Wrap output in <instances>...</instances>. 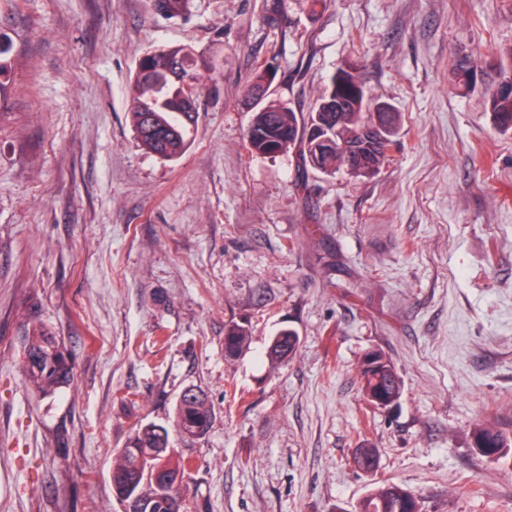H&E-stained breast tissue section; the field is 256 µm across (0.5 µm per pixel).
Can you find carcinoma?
<instances>
[{
  "label": "carcinoma",
  "instance_id": "1",
  "mask_svg": "<svg viewBox=\"0 0 512 512\" xmlns=\"http://www.w3.org/2000/svg\"><path fill=\"white\" fill-rule=\"evenodd\" d=\"M152 9L174 23L187 20L190 0H151ZM477 62L459 56L453 62L456 83L468 87L477 78ZM499 77L485 93V108L503 132L512 130V45L498 59ZM277 75L269 63L256 75L249 95L259 101ZM130 113L142 147L173 161L185 151L187 130L196 121L198 77L193 53L185 48L159 49L139 59ZM398 134L397 112L372 98L359 71L353 66L334 73L307 114L268 103L255 114L246 135L247 148L274 156L295 147L302 168L326 174L342 169L355 177H372L384 165ZM251 336L248 326L233 323L224 330V356L239 357ZM299 345L291 329L281 331L269 347L268 357L286 362ZM21 368L31 391L44 398L56 396L74 379L70 355L56 337L41 327L22 335ZM362 392L376 406L396 404L403 391L394 364L378 351L367 352L359 366ZM212 410L204 395L186 389L175 409L174 424L188 439L203 437L210 427ZM474 447L484 456H500L512 449V438L488 425L473 432ZM168 432L155 424L135 429L126 446L112 461V494L125 512H181L182 497L175 484L182 483L190 461L174 463L167 455ZM355 465L373 471L378 450L359 448ZM360 512H420L413 495L394 482H383L363 501Z\"/></svg>",
  "mask_w": 512,
  "mask_h": 512
}]
</instances>
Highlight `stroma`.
<instances>
[{
	"label": "stroma",
	"instance_id": "1",
	"mask_svg": "<svg viewBox=\"0 0 512 512\" xmlns=\"http://www.w3.org/2000/svg\"><path fill=\"white\" fill-rule=\"evenodd\" d=\"M172 23L150 0H0V512H121L112 460L139 425L169 428L192 462L187 512H359L382 480L420 512H512V131L484 109L512 44V0H191ZM193 50L188 148L164 161L129 108L140 56ZM478 63L456 87L452 62ZM309 112L357 66L400 116L373 177L302 169L296 150L250 153L245 91ZM251 329L224 357V328ZM74 364L53 398L28 390L25 327ZM296 353L271 364L273 336ZM400 372L397 406H372L358 365ZM208 433L172 428L185 388ZM379 451L376 473L353 463ZM277 70V66L273 62L267 64V66L256 75L255 80L250 85L248 93L253 99L259 100L258 104L265 99L277 75ZM298 345L297 333L291 329L283 330L272 339L268 347V357L272 362H286L296 352ZM474 447L477 452L489 459L490 456H500L506 450L512 449V440L495 427L482 425L473 432Z\"/></svg>",
	"mask_w": 512,
	"mask_h": 512
}]
</instances>
